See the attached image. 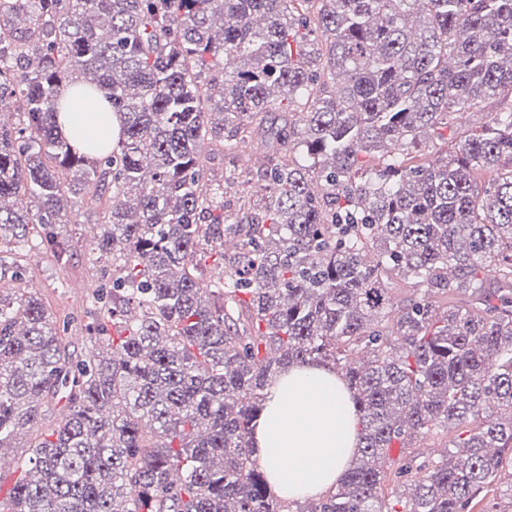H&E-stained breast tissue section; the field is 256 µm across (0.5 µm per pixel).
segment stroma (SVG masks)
I'll use <instances>...</instances> for the list:
<instances>
[{
	"mask_svg": "<svg viewBox=\"0 0 512 512\" xmlns=\"http://www.w3.org/2000/svg\"><path fill=\"white\" fill-rule=\"evenodd\" d=\"M68 218V223L57 227L74 244L73 256L66 266H57L49 254L38 248L22 250L15 259L26 270L24 283L28 290L40 296L53 319L65 327L69 349L78 355L90 343L84 311L104 282L106 260L90 248L98 214L82 207L73 209Z\"/></svg>",
	"mask_w": 512,
	"mask_h": 512,
	"instance_id": "1",
	"label": "stroma"
}]
</instances>
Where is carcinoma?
Instances as JSON below:
<instances>
[{"label":"carcinoma","instance_id":"carcinoma-1","mask_svg":"<svg viewBox=\"0 0 512 512\" xmlns=\"http://www.w3.org/2000/svg\"><path fill=\"white\" fill-rule=\"evenodd\" d=\"M69 88L119 116L97 159L58 131ZM507 98L512 0H0V248L67 263L85 201L112 259L80 359L0 262V454L30 436L0 512H512V107L429 160ZM256 134L259 190L229 196ZM315 365L359 447L291 511L253 434L265 387ZM456 435L455 429H448V431L437 430V432L430 434V436L420 439L416 445L417 448L414 449L419 453L420 460L423 457H436V454L443 449L445 444H448V447H452L453 442L456 440ZM426 448H429V450Z\"/></svg>","mask_w":512,"mask_h":512}]
</instances>
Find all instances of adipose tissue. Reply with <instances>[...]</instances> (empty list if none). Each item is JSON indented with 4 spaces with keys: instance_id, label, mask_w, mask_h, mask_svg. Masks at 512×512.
Returning a JSON list of instances; mask_svg holds the SVG:
<instances>
[{
    "instance_id": "obj_1",
    "label": "adipose tissue",
    "mask_w": 512,
    "mask_h": 512,
    "mask_svg": "<svg viewBox=\"0 0 512 512\" xmlns=\"http://www.w3.org/2000/svg\"><path fill=\"white\" fill-rule=\"evenodd\" d=\"M60 131L78 147L115 142L119 118L103 100L62 97ZM253 442L260 464L286 501L316 499L333 489L357 447L350 394L323 366L293 367L267 390Z\"/></svg>"
}]
</instances>
